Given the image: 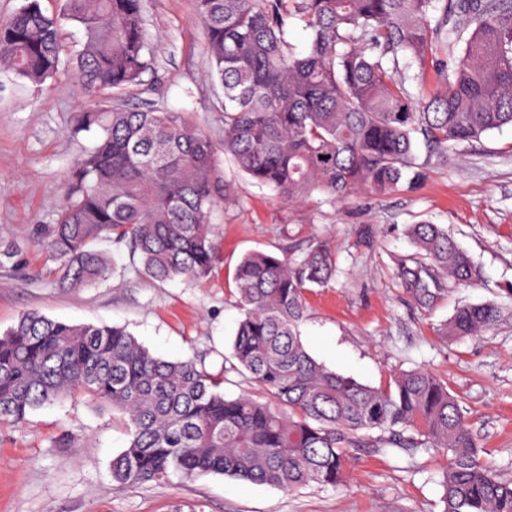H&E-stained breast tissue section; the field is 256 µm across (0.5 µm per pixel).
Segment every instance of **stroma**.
<instances>
[{
  "instance_id": "stroma-1",
  "label": "stroma",
  "mask_w": 512,
  "mask_h": 512,
  "mask_svg": "<svg viewBox=\"0 0 512 512\" xmlns=\"http://www.w3.org/2000/svg\"><path fill=\"white\" fill-rule=\"evenodd\" d=\"M155 68L126 103L192 113L214 143L224 138L217 88L208 68L195 0H145ZM89 98L78 79L35 87L0 70V333L35 310L71 324L122 326L166 360L204 358L209 371L230 354L240 313L233 283L243 255L301 258L317 240L330 249L336 278L306 293L300 325L309 354L330 370L372 386L422 367L460 401L496 474L512 482V127L448 152L415 187L374 199L360 191L339 201L313 192L289 203L225 166L236 187L211 223L223 261L207 282H157L134 270L92 288H64L49 276L41 229L53 224L71 168L89 134H72ZM420 222L448 229L480 272L448 283L432 308L418 307L396 278L413 247L406 230ZM372 226L374 244L359 246ZM496 304L487 332L461 341L438 336L467 303ZM127 443L111 410L60 399L0 429V512H442V458L355 448L339 486L294 491L247 485L224 475L116 488L111 462Z\"/></svg>"
}]
</instances>
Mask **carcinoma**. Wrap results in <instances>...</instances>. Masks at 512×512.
I'll return each instance as SVG.
<instances>
[{"label": "carcinoma", "instance_id": "obj_1", "mask_svg": "<svg viewBox=\"0 0 512 512\" xmlns=\"http://www.w3.org/2000/svg\"><path fill=\"white\" fill-rule=\"evenodd\" d=\"M211 78L221 87L223 153L289 202L313 191L343 200L413 185L448 145L512 126V0H195ZM309 31L300 52L288 40ZM143 0H40L0 20V68L33 86L73 76L90 106L74 132L94 144L76 161L44 245L58 282L89 288L130 266L156 281L207 280L221 259L210 215L231 200L213 140L181 112L112 102L154 68ZM73 25L82 39L64 42ZM444 90L417 100L412 65ZM416 251L398 262L402 288L423 307L447 280L476 267L447 230L407 229ZM109 237L113 256L90 248ZM335 274L312 243L298 261L264 252L234 273L240 319L231 362L165 360L118 326L70 324L29 311L0 334V427L18 426L61 397L112 408L127 446L112 459L116 486L226 475L296 490L345 481L350 449L445 457L443 512H512V482L481 456L456 396L432 372L400 371L380 387L317 362L300 338L304 292ZM498 307L467 304L439 329L478 336ZM248 373L267 395L227 398L228 375Z\"/></svg>", "mask_w": 512, "mask_h": 512}]
</instances>
